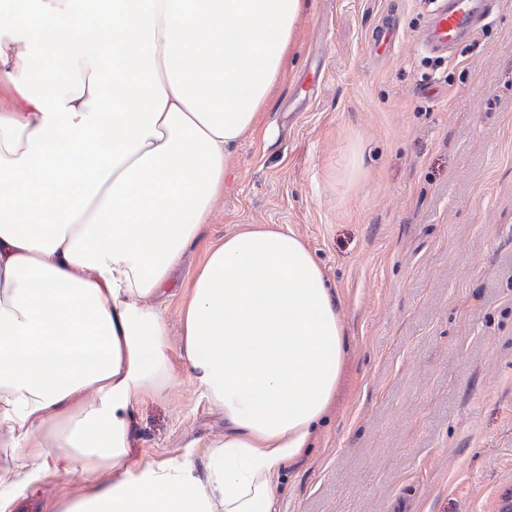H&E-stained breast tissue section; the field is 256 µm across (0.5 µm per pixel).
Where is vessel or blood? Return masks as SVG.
Returning a JSON list of instances; mask_svg holds the SVG:
<instances>
[{"instance_id":"b4317fda","label":"vessel or blood","mask_w":512,"mask_h":512,"mask_svg":"<svg viewBox=\"0 0 512 512\" xmlns=\"http://www.w3.org/2000/svg\"><path fill=\"white\" fill-rule=\"evenodd\" d=\"M496 4L497 0H442L418 32L420 47L428 54L447 57L482 27Z\"/></svg>"}]
</instances>
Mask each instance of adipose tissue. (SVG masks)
Here are the masks:
<instances>
[{
	"instance_id": "1",
	"label": "adipose tissue",
	"mask_w": 512,
	"mask_h": 512,
	"mask_svg": "<svg viewBox=\"0 0 512 512\" xmlns=\"http://www.w3.org/2000/svg\"><path fill=\"white\" fill-rule=\"evenodd\" d=\"M303 0H0V512H274L336 398L345 327L288 225L213 245L181 356L224 437L132 471L173 365L165 294L278 82ZM26 24H18V15ZM80 474L58 475L25 490L15 501L16 512H55L59 500L80 495L84 490Z\"/></svg>"
}]
</instances>
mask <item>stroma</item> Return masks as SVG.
I'll return each mask as SVG.
<instances>
[{"label":"stroma","mask_w":512,"mask_h":512,"mask_svg":"<svg viewBox=\"0 0 512 512\" xmlns=\"http://www.w3.org/2000/svg\"><path fill=\"white\" fill-rule=\"evenodd\" d=\"M429 0H306L268 108L175 279L250 224H285L346 329L336 401L281 474L277 512H502L512 501V0L434 68ZM397 25L390 48L374 41ZM134 411L137 468L224 436L180 358ZM81 475L25 490L55 512Z\"/></svg>","instance_id":"stroma-1"}]
</instances>
